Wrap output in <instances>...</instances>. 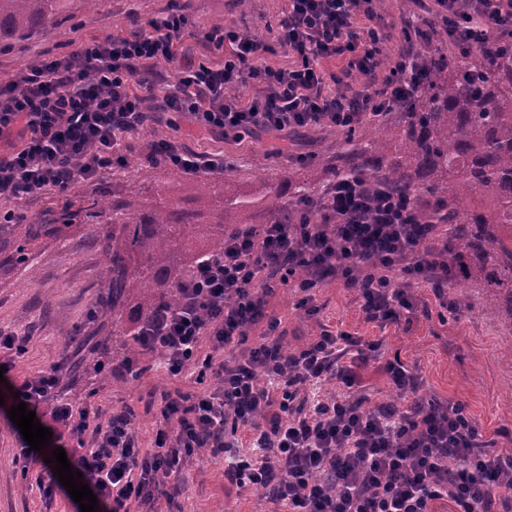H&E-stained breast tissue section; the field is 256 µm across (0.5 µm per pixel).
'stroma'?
I'll return each mask as SVG.
<instances>
[{
    "label": "stroma",
    "instance_id": "stroma-1",
    "mask_svg": "<svg viewBox=\"0 0 512 512\" xmlns=\"http://www.w3.org/2000/svg\"><path fill=\"white\" fill-rule=\"evenodd\" d=\"M287 0H256L253 10L243 11L238 0H104L96 12L77 11L60 16L56 26L45 29L9 48H0V84L19 80L30 58H53L77 52L87 41L125 34L154 19L172 13L185 15L193 31L184 51L194 61L217 62L220 51L211 48L204 35L210 21L223 17L225 26L252 32L257 41H269ZM431 0H376L375 8L387 24L388 54L401 47L404 22L421 23L425 30L437 26L439 17ZM167 141L205 157L232 156L237 163L226 170L227 178L244 189L267 184L282 198H289L300 181L296 155L307 154L321 169L322 184L333 180L332 170L347 151L340 129L318 127L297 132L250 129L226 135L195 126L184 115L168 112L159 122L129 137L124 154L136 157L152 144ZM266 156L264 170H256V156ZM180 170L162 166L150 175L135 168H115L95 183L79 182L69 191H48L40 196L6 204L24 212L28 223L37 224L50 211L69 208L80 213L102 194L138 195L145 210L169 204L193 209L191 192L180 180ZM112 232L108 217L87 224L76 220L61 226L55 238L45 240L30 255V269H16L0 279V329L25 337L27 351L16 357L11 382L19 384L50 365L59 368L56 399L73 411H99L102 419L125 413L131 419L142 451L155 446L158 428L164 424L162 396L176 390L205 394L216 386L214 378L197 380L186 372L170 375L154 358L139 380H128L111 353H93L86 341L96 333L111 334L91 313L105 290L101 281L104 263L102 241ZM414 309L387 326L367 320L355 289L343 279L329 278L312 289V306L301 303L302 294L290 285L275 288L267 298L265 320L248 333L256 341L268 321L284 348L294 351L314 341L322 330L342 331L367 342L378 343L372 359L358 375L366 392L376 400H395L399 394L388 364L401 362L418 371L420 395L462 403L478 425L486 451L498 454L512 448V330L499 325L475 288H468L469 306L447 310L430 288L407 287ZM24 444L20 430L0 405V512H82L64 491L53 498L24 478L16 458ZM131 512H274L272 503L248 487H237L224 477V456L196 452L186 456L179 472L166 478L158 494L148 501L131 500Z\"/></svg>",
    "mask_w": 512,
    "mask_h": 512
}]
</instances>
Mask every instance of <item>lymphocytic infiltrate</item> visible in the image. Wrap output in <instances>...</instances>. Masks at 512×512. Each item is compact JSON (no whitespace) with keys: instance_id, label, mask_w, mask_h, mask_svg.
I'll use <instances>...</instances> for the list:
<instances>
[{"instance_id":"1","label":"lymphocytic infiltrate","mask_w":512,"mask_h":512,"mask_svg":"<svg viewBox=\"0 0 512 512\" xmlns=\"http://www.w3.org/2000/svg\"><path fill=\"white\" fill-rule=\"evenodd\" d=\"M372 2L289 0L272 46L233 28L208 32L223 61L187 63L174 88H161L160 105L223 134L347 128L386 115L419 93L430 61L407 47L384 59L385 23ZM434 4L440 15L465 17L487 34L512 32V0ZM361 16L366 26H358ZM188 35L186 16L173 13L148 29L89 42L0 86V142L7 144L0 152V199L64 192L122 163V138L152 118L132 77L175 62ZM275 47L291 64H265L264 54ZM329 59L342 60V67L325 70ZM249 83L257 88L250 101L233 96ZM304 205L314 219L264 224L225 240L223 254L183 283L179 307L147 325L143 345L163 369L176 376L194 368L217 381L206 395L165 396L162 415L177 420L176 435L158 429L152 453L144 455L127 415L103 425L67 404L53 408V441L65 431L92 438L91 447L67 449L72 471L81 472L109 512H130L131 498H151L161 478L200 448L223 452L230 483L287 504L289 512H432L434 501L444 499L460 512H512V455L485 453L460 403L421 399L403 408L371 401L354 368L359 338L325 330L292 352L264 337L247 345L248 330L263 319L279 283L307 293L326 277L342 278L358 291L367 319L382 327L414 308L396 280L425 284L440 302L448 300L434 225L413 223L410 208L384 184L343 176ZM298 265L307 276L294 282L290 272ZM233 343L241 351L224 357ZM332 381L346 395L322 393ZM242 426L254 429L249 455L236 451Z\"/></svg>"}]
</instances>
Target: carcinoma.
<instances>
[{
    "mask_svg": "<svg viewBox=\"0 0 512 512\" xmlns=\"http://www.w3.org/2000/svg\"><path fill=\"white\" fill-rule=\"evenodd\" d=\"M101 0H0V46L24 41L80 4ZM423 92L400 112L398 123L345 130L361 147L342 159L334 176L360 173L408 198L417 224H447L439 244L448 274L473 284L494 308L507 306L512 331V44L486 37L467 52L433 57ZM198 198L217 206L186 212L167 206L145 213L134 200L100 196L84 218L112 213V238L103 242L106 299L96 316L112 321V361L140 377L141 326L181 301L180 284L205 259L224 252L228 236L252 227L251 210L267 201L274 224L301 219L297 205L312 195L313 180L293 199L270 187L255 196L237 183L190 181ZM56 224H0V276L28 261Z\"/></svg>",
    "mask_w": 512,
    "mask_h": 512,
    "instance_id": "obj_1",
    "label": "carcinoma"
}]
</instances>
